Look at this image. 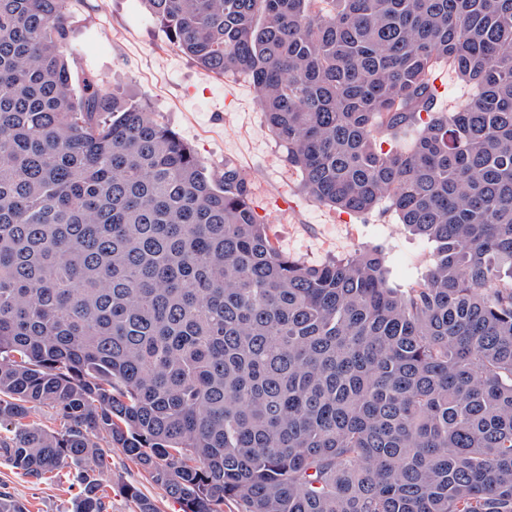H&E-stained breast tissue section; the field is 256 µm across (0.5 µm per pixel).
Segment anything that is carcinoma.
<instances>
[{"label": "carcinoma", "instance_id": "cac0c4a2", "mask_svg": "<svg viewBox=\"0 0 512 512\" xmlns=\"http://www.w3.org/2000/svg\"><path fill=\"white\" fill-rule=\"evenodd\" d=\"M142 3L312 199L389 202L433 265L285 256L238 170L67 59L73 0H0V459L75 469L73 512L112 446L181 512H512V0ZM437 89V103L443 109H456L467 98L468 89L456 77L448 64H440L433 74Z\"/></svg>", "mask_w": 512, "mask_h": 512}]
</instances>
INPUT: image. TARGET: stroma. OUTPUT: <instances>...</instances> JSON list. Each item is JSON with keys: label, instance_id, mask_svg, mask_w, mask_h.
<instances>
[{"label": "stroma", "instance_id": "obj_1", "mask_svg": "<svg viewBox=\"0 0 512 512\" xmlns=\"http://www.w3.org/2000/svg\"><path fill=\"white\" fill-rule=\"evenodd\" d=\"M78 17L68 51L79 68L150 104L195 151L207 175L239 170L249 181L252 206L278 249L318 266L365 248L378 249L391 287L407 291L422 282L432 263V243L412 234L388 203L349 214L314 201L301 188L286 148L269 131L252 86L233 74L202 71L169 44L140 0H75ZM74 472L63 469L35 483L0 461V491L29 512H72ZM99 482L109 512H133L123 493L137 486L158 512H181L164 489L148 482L123 449L109 453Z\"/></svg>", "mask_w": 512, "mask_h": 512}]
</instances>
